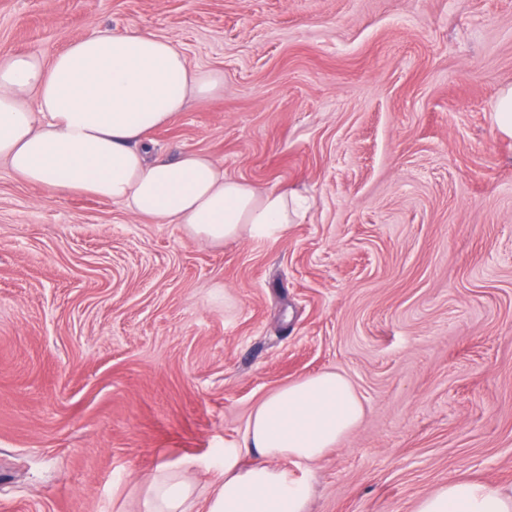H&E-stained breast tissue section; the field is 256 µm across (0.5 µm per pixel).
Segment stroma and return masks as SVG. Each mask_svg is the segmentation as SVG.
I'll list each match as a JSON object with an SVG mask.
<instances>
[{
  "label": "stroma",
  "mask_w": 512,
  "mask_h": 512,
  "mask_svg": "<svg viewBox=\"0 0 512 512\" xmlns=\"http://www.w3.org/2000/svg\"><path fill=\"white\" fill-rule=\"evenodd\" d=\"M131 28L224 74L152 157L306 210L217 247L1 165L0 512H144L190 458L202 500L257 403L326 370L365 414L308 512L512 485V0H0V50ZM495 120L504 133L512 135V89L503 91L496 100Z\"/></svg>",
  "instance_id": "1"
}]
</instances>
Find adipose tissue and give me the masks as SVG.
Instances as JSON below:
<instances>
[{
    "label": "adipose tissue",
    "instance_id": "adipose-tissue-1",
    "mask_svg": "<svg viewBox=\"0 0 512 512\" xmlns=\"http://www.w3.org/2000/svg\"><path fill=\"white\" fill-rule=\"evenodd\" d=\"M223 75L191 68L171 40L102 31L52 58L0 52V164L47 195L89 194L133 214L181 225L220 246L249 232L274 239L299 199L260 191L229 176L210 156L187 152L150 160L148 133L190 99L223 93ZM364 405L342 373L323 371L265 396L241 446L228 448L205 512H307L311 492L299 469L319 462L361 421ZM262 461L243 465L245 452ZM144 512H191L192 485L177 475L147 481ZM414 512H512V486L451 481L421 496Z\"/></svg>",
    "mask_w": 512,
    "mask_h": 512
}]
</instances>
